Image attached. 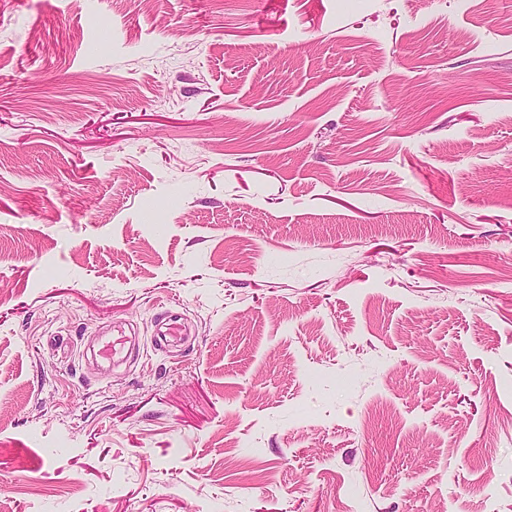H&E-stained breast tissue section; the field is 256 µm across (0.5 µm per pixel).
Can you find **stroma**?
<instances>
[{
	"mask_svg": "<svg viewBox=\"0 0 512 512\" xmlns=\"http://www.w3.org/2000/svg\"><path fill=\"white\" fill-rule=\"evenodd\" d=\"M0 512H512V0H0Z\"/></svg>",
	"mask_w": 512,
	"mask_h": 512,
	"instance_id": "obj_1",
	"label": "stroma"
}]
</instances>
